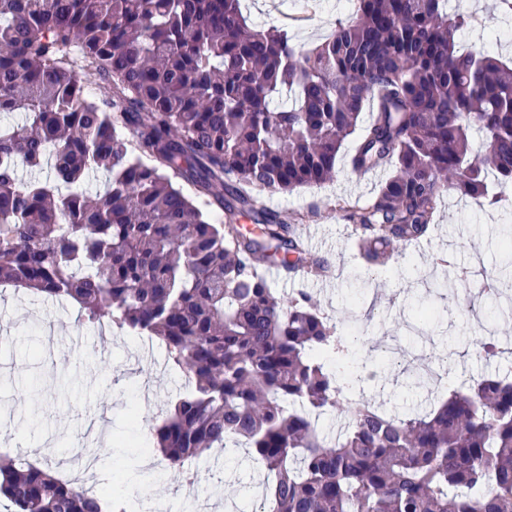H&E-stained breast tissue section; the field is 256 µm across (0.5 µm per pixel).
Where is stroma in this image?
<instances>
[{
    "mask_svg": "<svg viewBox=\"0 0 512 512\" xmlns=\"http://www.w3.org/2000/svg\"><path fill=\"white\" fill-rule=\"evenodd\" d=\"M469 16L465 45H480L512 58V12L500 0H455ZM258 25L287 22L294 44L309 47L346 18L347 0H243ZM383 171L353 173L340 163L333 183L266 196L265 205L285 221L306 214L301 228L314 255L334 269L332 278L306 281L338 331L355 330L357 365L350 381L376 405L422 411L447 395L459 376L494 374L508 359L489 361L474 342L499 334L512 339V267L501 261L502 240L512 222V196L498 206L452 195L441 204L430 238L396 250L378 272L359 263L353 229L336 211L337 200L371 201ZM495 276L500 294L473 316L462 277ZM436 307L429 323L418 313ZM77 304L0 286V455L49 466L70 481L89 448L101 469L95 487L135 502L141 512H258L266 506L263 469L214 450L196 462L193 493L173 468L140 466V442L165 417L185 389L164 347L142 348L138 337L80 319ZM430 371L427 389L406 385L405 370Z\"/></svg>",
    "mask_w": 512,
    "mask_h": 512,
    "instance_id": "35a3bbf8",
    "label": "stroma"
}]
</instances>
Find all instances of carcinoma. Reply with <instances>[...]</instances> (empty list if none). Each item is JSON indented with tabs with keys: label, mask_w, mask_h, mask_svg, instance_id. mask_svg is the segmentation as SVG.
Segmentation results:
<instances>
[{
	"label": "carcinoma",
	"mask_w": 512,
	"mask_h": 512,
	"mask_svg": "<svg viewBox=\"0 0 512 512\" xmlns=\"http://www.w3.org/2000/svg\"><path fill=\"white\" fill-rule=\"evenodd\" d=\"M467 25L448 0H354L301 51L241 0H0V112L25 115L0 129V284L162 344L189 390L149 449L180 471L246 441L274 474L268 512H512V371L425 413L351 400L324 364L348 349L336 325L256 273L329 274L262 198L333 180L349 141L352 172L389 171L368 205L336 202L370 267L428 238L447 194L501 201L512 64L460 50ZM47 161L55 181H21ZM97 168L109 182L90 197L75 184ZM327 413L349 414L333 438L316 425ZM0 497L14 512H127L17 458L0 462Z\"/></svg>",
	"instance_id": "1"
}]
</instances>
